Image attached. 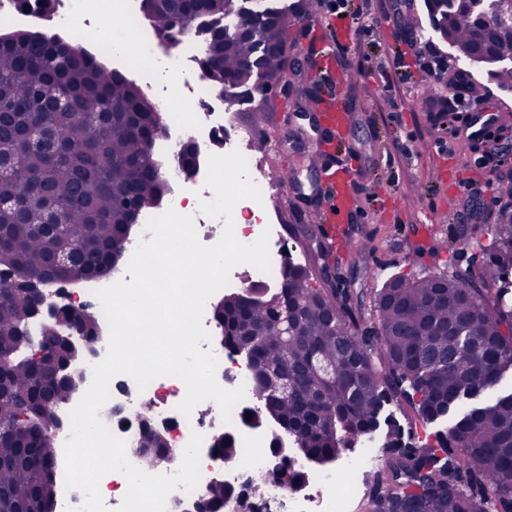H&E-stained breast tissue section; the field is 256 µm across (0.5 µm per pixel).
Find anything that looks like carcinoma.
Listing matches in <instances>:
<instances>
[{
	"label": "carcinoma",
	"instance_id": "obj_1",
	"mask_svg": "<svg viewBox=\"0 0 512 512\" xmlns=\"http://www.w3.org/2000/svg\"><path fill=\"white\" fill-rule=\"evenodd\" d=\"M157 30L176 23L224 19L204 30L215 85L260 89L279 70L272 48L283 41L286 15L273 9L239 8L236 0H144ZM467 0L453 8L432 5L444 16L441 36L470 64L486 48L509 65L491 77L512 88V29L491 17L476 25ZM57 87L75 109L43 102ZM157 119L153 106L126 78L92 64L62 41L34 35L0 37V512H54V471L45 464L55 448L47 426L52 407L70 395L64 369L68 345L63 322L82 336L93 314L79 318L59 310L57 322L37 314V296L12 287L25 274L83 282L107 273L136 215L159 203L165 184L148 146ZM48 131L57 151L31 144L27 133ZM504 214L490 243L488 261L448 272L387 280L374 292L375 335L360 332L348 291L313 288L311 272L298 263L279 290L267 295L231 293L215 306L224 344L243 352L254 370L252 393L261 412L249 422L276 423L298 457L317 465L386 426L390 456L374 474L366 512H512V392L472 407L434 442L401 443L386 406L403 402L408 419L423 425L448 416L460 404L512 374V185L504 188ZM77 259L49 266L63 244ZM288 310L294 337L285 339L273 315ZM322 359L334 376L310 371ZM294 379L288 396L279 376ZM142 447L172 461L164 437L150 431ZM239 491L214 483L206 512H219Z\"/></svg>",
	"mask_w": 512,
	"mask_h": 512
}]
</instances>
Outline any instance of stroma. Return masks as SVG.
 Instances as JSON below:
<instances>
[{"label": "stroma", "mask_w": 512, "mask_h": 512, "mask_svg": "<svg viewBox=\"0 0 512 512\" xmlns=\"http://www.w3.org/2000/svg\"><path fill=\"white\" fill-rule=\"evenodd\" d=\"M410 21L418 23L425 42L454 56V49L432 30L424 0H413L405 22L389 9L364 15L370 35H352L341 54L349 73L350 125L339 154L351 168L358 209L344 226L354 249L333 248L329 258L338 261L344 286L364 309L372 290L391 276L439 273L451 262L470 264V253L458 250L459 227H472L477 243L488 244L498 212L489 187L512 182V91L489 88L486 105L507 130L493 146L474 147L437 130L423 100L441 86L407 46ZM398 48L404 52L407 77L382 82L378 70L392 64ZM232 99L234 117L252 131L256 152L266 154L268 165L294 170L303 182L283 190L266 210L271 223L282 225L293 256L308 260L312 274H319L321 263L312 260L308 240L324 236L313 214L324 205L325 195L305 180L320 135L310 128L308 117L294 112L279 86L240 90ZM384 442L379 433L343 455L349 474L337 480L336 493L346 497L347 512H362L386 454Z\"/></svg>", "instance_id": "obj_1"}]
</instances>
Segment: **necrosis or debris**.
<instances>
[{
  "mask_svg": "<svg viewBox=\"0 0 512 512\" xmlns=\"http://www.w3.org/2000/svg\"><path fill=\"white\" fill-rule=\"evenodd\" d=\"M0 21L10 32L35 31L48 37H59L72 48L89 54L99 65L127 77L146 98H157L167 133L154 146L160 171L167 185L160 203L155 208L142 211L125 243L122 255L111 272L86 287H69L64 290L45 289L47 302L56 306H70L93 310L98 324L97 353L94 359L77 361L72 370L80 382L69 399L53 408L63 429L53 434L55 457L56 501L55 512L81 505L80 491L65 486V461L62 450L69 437L65 424L71 410L78 404L92 383V367L103 360L108 350L109 325L95 292L125 277L128 263L140 241L150 240L146 226L154 217L167 209L190 215L200 242L211 246L220 239L223 223L199 212L200 202L210 200L206 184L209 155H225L239 151L247 161L249 176L261 191L260 201L249 199L238 202L233 210L234 231L237 239L245 244L255 242L261 234L269 236L271 266L263 272L250 268L254 281L275 286L281 284L288 273V246L277 225H269L262 218L265 201L271 200L278 189L264 175L261 162L252 154L253 137L240 129L232 113L218 110L217 101L223 95L216 89L207 74L204 62L206 43L194 25L173 30L171 36L161 35L148 15L144 0H0ZM130 25L133 50L122 49L114 39L117 23ZM96 32V39H89V32ZM153 59L164 65L172 88L164 96H156L151 74L142 62ZM195 103L191 112L179 111L183 97ZM196 151L197 164L191 171H184L181 157L186 147ZM216 379L225 389L246 387L247 392L232 410L230 421H223L221 412L211 401L195 406L191 415L182 414L178 406L186 396L184 382L174 376L152 380L146 388H138L127 375H119L110 383V398L103 405L100 417L111 432L126 443V454L132 464H139L137 449L142 437L138 419L141 406L152 411L151 424L165 435L170 447L183 448L192 433H200L203 443L200 451V480L192 491L177 489L166 498L165 512H175L177 500L200 498L207 491L213 474L223 473L226 483L239 486L256 480L265 473L271 458L266 450L276 431L272 428L245 423L247 410L257 404L248 389L253 382V369L245 358L231 348H222L217 354ZM232 435L238 448L234 459L212 449L215 436ZM262 512H344L345 503L338 498L331 483L313 479L295 489L287 490L276 483H268L267 494L260 504Z\"/></svg>",
  "mask_w": 512,
  "mask_h": 512,
  "instance_id": "obj_1",
  "label": "necrosis or debris"
}]
</instances>
